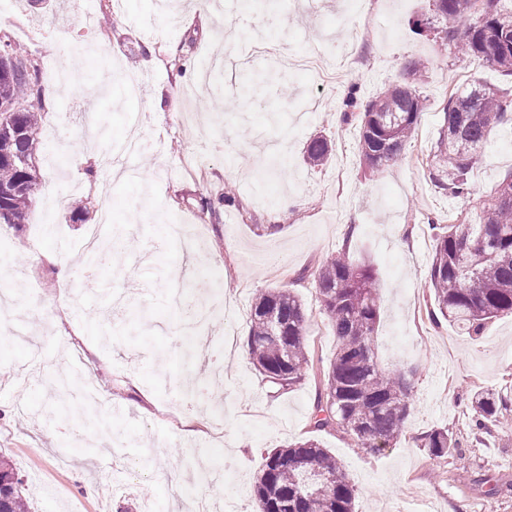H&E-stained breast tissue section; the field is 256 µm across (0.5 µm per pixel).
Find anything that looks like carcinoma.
<instances>
[{
  "mask_svg": "<svg viewBox=\"0 0 512 512\" xmlns=\"http://www.w3.org/2000/svg\"><path fill=\"white\" fill-rule=\"evenodd\" d=\"M473 0H444L436 43L452 45L512 78V0H486L481 21L472 18ZM419 63L405 68V80L384 90L358 115L363 165L380 170L396 161L421 113L415 85ZM0 221L20 224L37 182L34 165L39 113L44 97L38 67L11 41H0ZM512 126V98L473 84L448 98L431 157L434 186L453 199L472 195L469 175L482 164L492 130ZM307 159L320 164L329 154L323 137L309 142ZM437 231L430 268L434 305L448 323L479 335L485 324L512 313V172L495 195L482 202L479 224L432 225ZM316 287L336 335L324 392L313 415L317 429L338 428L358 447L377 453L392 445L408 418L412 395L404 374L380 366L375 356L379 296L375 273L365 263L338 254L316 274ZM305 316L292 292L261 294L250 313L248 344L256 367L283 388L300 382L309 359L304 347ZM478 431L501 424L512 398L478 391L472 398ZM437 458L458 447L446 429L424 436ZM13 466L0 459V512H30ZM259 512H353L354 489L336 457L314 440L276 448L264 458L253 486Z\"/></svg>",
  "mask_w": 512,
  "mask_h": 512,
  "instance_id": "cac0c4a2",
  "label": "carcinoma"
}]
</instances>
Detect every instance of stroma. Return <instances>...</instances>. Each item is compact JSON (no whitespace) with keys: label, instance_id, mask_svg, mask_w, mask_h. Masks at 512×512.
I'll return each mask as SVG.
<instances>
[{"label":"stroma","instance_id":"obj_1","mask_svg":"<svg viewBox=\"0 0 512 512\" xmlns=\"http://www.w3.org/2000/svg\"><path fill=\"white\" fill-rule=\"evenodd\" d=\"M225 2L205 24L171 0H0V38L31 55L44 88L62 90L39 120L33 201L22 223L0 224V311L17 295L50 308L47 324L16 313L14 327H0V456L31 512H187L198 496L257 512L252 485L267 452L309 438L342 462L355 512H512V427L471 431L474 392L512 394V314L477 336L433 322L427 224L479 223L481 200L512 170V128L498 127L470 176L472 199L438 192L429 155L449 96L473 83L512 96V81L416 34L431 0H371L361 15L350 0ZM80 12L93 22L79 25ZM254 18L261 30L243 36ZM354 24L365 35L339 83L297 71L299 55L344 42ZM59 28L93 53L61 57ZM411 60L423 65L418 124L395 162L366 170L359 127L344 119L347 93L368 104ZM130 75L140 87L129 98ZM132 114L153 148L130 159L134 177L116 180L93 157L124 138ZM317 136L330 152L313 166L304 149ZM203 197L220 223L201 211ZM105 211L122 241L110 267L76 273V307L58 287L60 267L77 262L76 242ZM340 250L372 264L376 354L412 384L402 433L376 454L311 421L336 351L312 275ZM274 288L299 297L311 359L285 390L245 353L251 307ZM217 302L203 348L188 352L181 307ZM219 360L217 378L208 370ZM439 428L459 442L444 458L422 446ZM226 467L235 480L197 477Z\"/></svg>","mask_w":512,"mask_h":512}]
</instances>
